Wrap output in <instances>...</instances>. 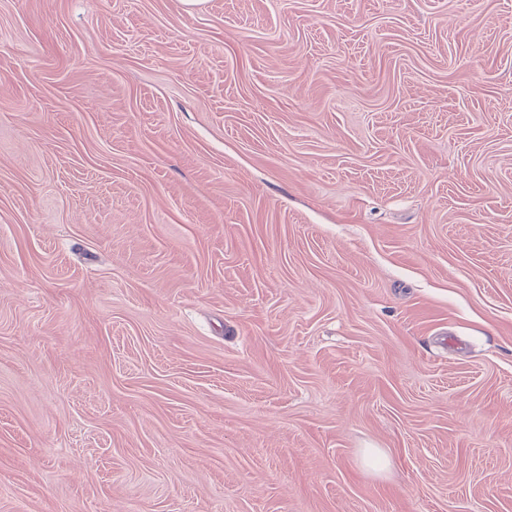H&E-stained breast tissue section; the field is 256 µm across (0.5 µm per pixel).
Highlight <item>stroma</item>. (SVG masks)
<instances>
[{"label":"stroma","mask_w":512,"mask_h":512,"mask_svg":"<svg viewBox=\"0 0 512 512\" xmlns=\"http://www.w3.org/2000/svg\"><path fill=\"white\" fill-rule=\"evenodd\" d=\"M0 512H512V0H0Z\"/></svg>","instance_id":"obj_1"}]
</instances>
